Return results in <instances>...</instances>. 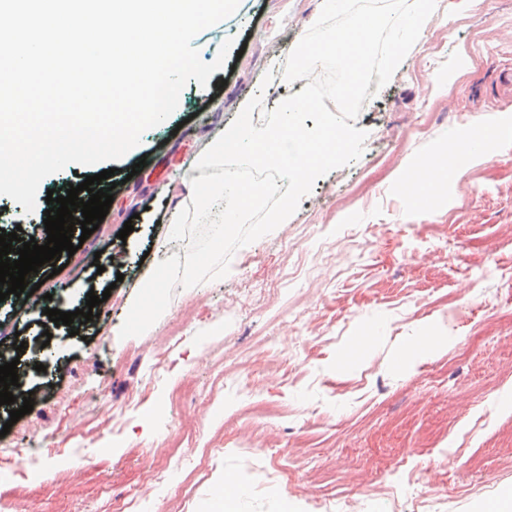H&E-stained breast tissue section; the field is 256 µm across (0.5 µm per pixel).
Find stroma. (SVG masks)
<instances>
[{
  "mask_svg": "<svg viewBox=\"0 0 512 512\" xmlns=\"http://www.w3.org/2000/svg\"><path fill=\"white\" fill-rule=\"evenodd\" d=\"M320 12V0H240L201 31L204 62L229 39L235 53L206 86L189 81L171 117L117 161L148 168L113 189L66 267L33 299L0 303L3 352L42 334L47 305L107 296L83 335L53 328L44 370L25 376L33 409L0 448L54 454L0 473L15 512H111L130 492L140 512H211L228 477L234 512H478L512 492V0L467 10L436 0L423 36L354 121L368 133L362 155L238 249L226 277L175 287L144 334L119 336L179 212L181 175L255 94L258 122L304 89L283 79L284 64ZM477 35L486 46L473 67ZM482 125L505 133L476 151L468 130ZM450 154L457 176L433 207L415 206L403 174ZM376 163L387 172L372 184ZM128 221L134 230L119 239ZM112 253L124 259L117 274ZM272 346L286 366H268ZM179 385L208 395L172 400ZM217 443L223 453L209 456Z\"/></svg>",
  "mask_w": 512,
  "mask_h": 512,
  "instance_id": "35a3bbf8",
  "label": "stroma"
}]
</instances>
